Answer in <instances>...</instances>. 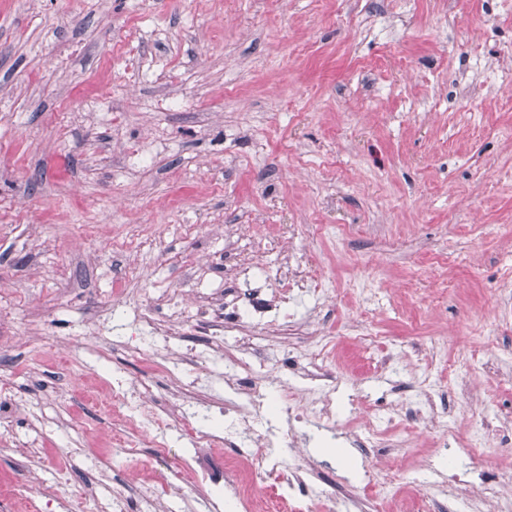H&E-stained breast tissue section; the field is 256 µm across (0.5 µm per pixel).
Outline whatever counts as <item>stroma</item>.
Returning <instances> with one entry per match:
<instances>
[{
    "mask_svg": "<svg viewBox=\"0 0 512 512\" xmlns=\"http://www.w3.org/2000/svg\"><path fill=\"white\" fill-rule=\"evenodd\" d=\"M228 224L272 271L294 225L329 280L334 304L295 313L324 322L337 401L402 402L431 377L473 430L512 433V0H0V381L23 401L0 432V512H72L98 481L138 504L179 466L175 433L161 453L113 447L126 422L103 407L148 359L155 402L175 373L223 401L196 298L224 285ZM139 314L195 327L139 342ZM304 430L316 485L364 501L363 449ZM394 455L378 512H422L409 485L449 469L428 443Z\"/></svg>",
    "mask_w": 512,
    "mask_h": 512,
    "instance_id": "obj_1",
    "label": "stroma"
}]
</instances>
